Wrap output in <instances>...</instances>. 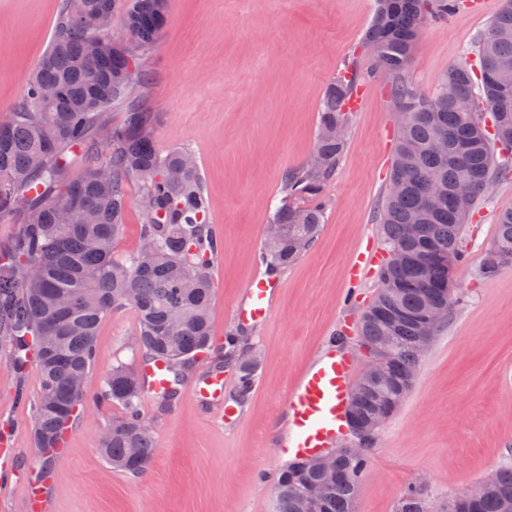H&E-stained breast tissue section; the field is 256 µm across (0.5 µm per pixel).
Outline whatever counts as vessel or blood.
<instances>
[{
    "mask_svg": "<svg viewBox=\"0 0 512 512\" xmlns=\"http://www.w3.org/2000/svg\"><path fill=\"white\" fill-rule=\"evenodd\" d=\"M277 280L259 274L249 283L244 299L234 310V319L256 326L274 315L273 296ZM355 379L352 355L336 346L320 353L312 365L281 399L282 424L274 429L269 446L288 460H309L333 449L348 429L347 413ZM198 400L220 409L223 421L238 418L236 405L224 400V376L213 372L202 378L195 390Z\"/></svg>",
    "mask_w": 512,
    "mask_h": 512,
    "instance_id": "vessel-or-blood-1",
    "label": "vessel or blood"
}]
</instances>
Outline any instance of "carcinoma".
Segmentation results:
<instances>
[{
	"label": "carcinoma",
	"instance_id": "1",
	"mask_svg": "<svg viewBox=\"0 0 512 512\" xmlns=\"http://www.w3.org/2000/svg\"><path fill=\"white\" fill-rule=\"evenodd\" d=\"M457 0H376L364 47L380 51L378 71L393 78L398 138L380 223L388 260L380 290L363 317L361 337L387 348L382 384L360 396L353 417L394 414L412 388L419 367L422 317L428 307L453 305V280L464 257L461 228L486 198L490 184L512 176V6L490 23L478 45L485 112L477 111L468 67L443 73L430 99L400 80L428 21L454 10ZM124 9L126 38H103L102 51L85 50L93 21ZM170 0H63L49 49L22 97L0 126V220L20 217L13 240L0 247V339L11 364L39 374L32 428L37 447H58L63 431L86 406L84 389L103 319L126 307L137 318L144 358L162 359L170 386L154 399L169 406L211 342L214 264L223 247L210 224L195 156L186 148L160 152L155 117L132 96L144 87L138 62L164 28ZM357 71L344 67L323 95L313 151L322 166L303 164L283 177V197L266 225L263 260L271 272L288 267L316 239L323 224L325 185L346 150ZM125 107L121 125L106 122L111 105ZM84 167L72 179L70 170ZM139 187L136 198L127 185ZM141 214L139 245L114 250L131 205ZM420 224L419 236L409 225ZM512 260V210L500 214L482 274L494 275ZM237 363L239 393L253 385L257 358L236 351L214 361ZM145 391L122 365L106 375L102 399L125 415L106 429L99 453L118 472H148L156 443L141 414ZM367 454L347 450L327 458L295 461L277 477L273 512H308L303 489L292 481L326 484V512H355ZM512 504V465L498 468L477 512H504ZM454 499L432 504L408 489L396 512H456Z\"/></svg>",
	"mask_w": 512,
	"mask_h": 512
}]
</instances>
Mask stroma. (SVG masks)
Returning <instances> with one entry per match:
<instances>
[{
	"mask_svg": "<svg viewBox=\"0 0 512 512\" xmlns=\"http://www.w3.org/2000/svg\"><path fill=\"white\" fill-rule=\"evenodd\" d=\"M506 0H463L427 23L402 75L426 97L440 76L466 63L478 72L477 45ZM376 0H172L168 22L142 58L145 106L156 117L160 151L190 149L223 242L214 270L212 333L239 331L232 307L259 268L269 210L285 172L299 168L315 139L318 106L346 64L361 81L346 151L324 191V224L299 260L277 274L271 320L238 350L258 366L244 414L234 424L205 415L183 386L175 404L145 398L156 442L143 477L113 471L99 440L121 406L97 405L113 364L137 367L132 309L104 319L88 401L65 436V455H46L32 438L36 368L16 374L0 343V441L20 449L17 479H0V512H25L26 490L51 474L53 512H272L281 469L268 446L284 392L336 334L364 369L359 325L380 288L379 264L351 286L348 265L383 253L380 212L389 190L398 118L388 77L372 73L362 42ZM61 0H0V108L13 105L51 44ZM512 210V180L494 183L462 226L465 260L455 270L454 304L421 360L415 383L376 433L356 512H395L408 488L434 503L469 490L512 464V262L491 277L480 268L501 212ZM24 391L28 403H19Z\"/></svg>",
	"mask_w": 512,
	"mask_h": 512,
	"instance_id": "35a3bbf8",
	"label": "stroma"
}]
</instances>
